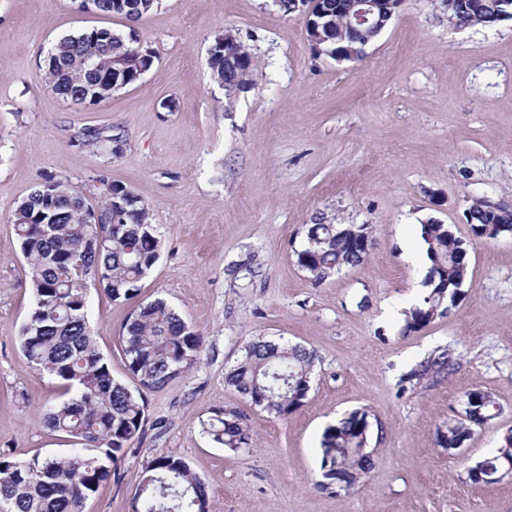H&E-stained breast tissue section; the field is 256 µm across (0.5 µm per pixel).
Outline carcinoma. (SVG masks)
Masks as SVG:
<instances>
[{"label": "carcinoma", "mask_w": 512, "mask_h": 512, "mask_svg": "<svg viewBox=\"0 0 512 512\" xmlns=\"http://www.w3.org/2000/svg\"><path fill=\"white\" fill-rule=\"evenodd\" d=\"M160 0H94L100 14L138 20L159 6ZM512 17L506 0H450L448 18L463 26H487ZM370 33L337 17L322 44L323 51L337 60L347 59L351 49L364 46ZM122 55L126 67L120 76L134 80L140 61L153 60L138 41L115 45L113 33L96 31L91 40L81 33L61 38L50 53L49 83L58 95L75 103L91 101L90 91L103 94L112 89L103 80L112 76V60ZM246 65L224 70V50L217 43L208 48L213 78L224 85L233 99L248 89L254 67L251 54L241 49ZM94 56L95 65L87 63ZM83 143L96 146L117 139L104 129L82 132ZM100 204L89 202L84 192L64 181L51 179L36 185L17 207L13 229L28 265L33 307L19 330V344L28 362L46 371L62 384L65 399L44 414L45 425L65 435L72 449L65 455L15 460L0 455V503L9 512H83L84 503L112 476L110 464L132 450L146 421L143 393L161 391L178 378L200 356L202 339L165 300L155 299L134 309L122 333L127 369L138 384L131 390L112 377L109 362L97 347L87 317L88 289L81 272L98 268L106 273L103 290L114 301H126L140 290V282L160 258L162 239L140 198L129 188L98 177ZM118 202L120 222L97 228L84 223L85 212L112 216ZM496 222L512 229V210L494 213L481 203L473 204L467 222ZM347 224H311L306 240L294 251L296 262L315 282H322L344 268H356L367 255L352 242ZM421 238L438 279L448 287L433 288L423 304L413 308L406 328L419 329L443 314L451 300L462 295L459 285L467 276L466 257L459 239L437 224L421 225ZM316 352L300 345L276 343L261 336L245 347L243 358L231 366L225 383L270 414L285 417L307 397ZM449 349L441 348L412 371L407 380L438 376L455 369ZM371 414L355 410L328 427L322 439L321 464L338 465L343 476L341 490L352 489L374 465L373 454L355 449L368 443ZM478 421L460 419L440 432L439 446L457 448L469 440ZM207 433L227 448L251 446L249 429L235 412H218L210 419ZM512 458V433L493 456L481 461L485 468L497 467ZM206 503V486L181 458L161 455L147 461L132 497V512H200Z\"/></svg>", "instance_id": "carcinoma-1"}]
</instances>
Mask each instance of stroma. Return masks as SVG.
<instances>
[{
	"mask_svg": "<svg viewBox=\"0 0 512 512\" xmlns=\"http://www.w3.org/2000/svg\"><path fill=\"white\" fill-rule=\"evenodd\" d=\"M304 12L279 0H161L137 22L81 9L80 0H0V453L66 452L44 413L57 381L35 371L16 340L33 304L13 231L38 183L92 191L98 175L141 199L163 239L137 299L89 292L88 319L114 378L130 382L120 343L138 302L162 298L200 334L199 358L147 393L146 433L112 466L84 512H132L143 464L183 458L206 483V512H512V477L476 483L467 469L512 433V236L472 242L462 300L409 331L428 290L427 266L404 259L436 220L470 240L473 202L512 205V19L459 27L447 0H403L363 60L315 52ZM93 29L135 32L155 54L134 84L94 103L56 94V41ZM232 32L253 56L249 88L227 99L207 64ZM86 128L122 137L82 146ZM310 224H369L365 263L314 282L294 256ZM265 336L314 350L311 389L278 418L225 383ZM457 370L409 381L439 348ZM496 402L464 456L438 444L469 393ZM371 413L375 466L354 490L323 489L325 429ZM243 415L251 447L205 432L215 412Z\"/></svg>",
	"mask_w": 512,
	"mask_h": 512,
	"instance_id": "35a3bbf8",
	"label": "stroma"
}]
</instances>
